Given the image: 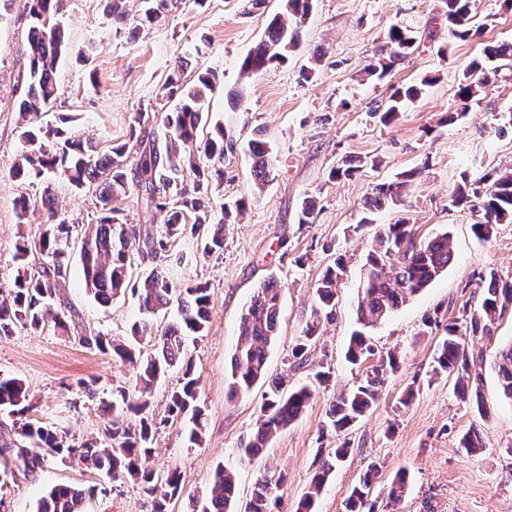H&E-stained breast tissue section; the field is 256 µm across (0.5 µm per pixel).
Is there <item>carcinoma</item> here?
Wrapping results in <instances>:
<instances>
[{"instance_id":"carcinoma-1","label":"carcinoma","mask_w":512,"mask_h":512,"mask_svg":"<svg viewBox=\"0 0 512 512\" xmlns=\"http://www.w3.org/2000/svg\"><path fill=\"white\" fill-rule=\"evenodd\" d=\"M169 0H143L144 20L158 18ZM473 0H444L445 17L451 34L467 40L478 34L472 25ZM62 0H30V23L27 34V68L18 73V83L25 92L18 103L22 121L20 136L29 143V150L21 155L16 174L39 177L47 171L61 169L77 189L87 184L96 185V198L101 206L99 222L90 224L81 237L80 262L87 290L102 305H109L124 295L129 285L132 264V242L143 240L145 252L157 259L169 251V239L186 227L187 214L194 216L193 227L209 225L207 249H224V225L210 223L209 205L200 196V188L189 194L179 187L173 159L180 149H188L185 162L188 170L200 179L204 176L201 159L222 160L234 153L235 142L225 138L220 125H210L207 107L208 95L215 87L216 77L208 72L197 76L193 83L181 79L182 64L176 63L167 79L169 96L178 97L173 113L164 120V138L145 140L143 126L150 122V113L139 109L135 113L129 142L116 146L108 153L98 152L90 143L61 129L36 124L40 113L51 107L60 95L55 80L57 61L67 48L64 32L55 22ZM312 0H284V11L270 17L265 39L243 59L240 65L245 76L267 73L275 65L283 64L301 43L302 27L311 10ZM414 31L403 23L392 24L379 57L365 68L370 78L385 77L397 63L413 51ZM512 62V43H489L482 56L473 60L459 84L454 108L448 110V121L466 115L471 105L483 100L488 87L497 80L500 62ZM431 81L397 87L388 97L381 119L390 121L407 103L420 98ZM255 180L269 181L273 170L270 147L261 141L248 146ZM138 155L133 176H128L124 159ZM411 173L377 185L365 201L364 216L359 224L374 223V212L404 204L408 195ZM135 183L142 206L149 210H168L167 234L154 238L149 232L126 224L116 216L112 199L127 193ZM455 207H467L480 214L473 231L480 240L490 239L494 226L512 224V168H504L486 179L465 182L451 198ZM45 214L42 231L33 241L16 245L14 261L19 264L14 288L0 292V338L10 336L15 328L30 326L43 328L48 324L67 328L68 310L60 303V291L66 282L68 261L65 247L73 236L74 225L56 210L54 192L46 186L40 199ZM453 261L448 234L443 233L419 244L414 242L410 225L399 219L393 224L378 225L374 245L366 258L367 272L357 319L360 325L372 327L388 318L408 299L427 287ZM345 271L341 258L328 266L315 286L317 307L306 323L302 335L291 349L292 363L302 367L308 360V350L320 324V313L335 306L336 293ZM480 306L463 316V324H448V336L442 341L434 359V374H453L462 393L475 397L478 413L487 415L485 398L478 378L472 377V361L461 337L469 335L491 338L496 315L512 307V280L502 279L494 272L482 278ZM139 295L143 317L132 324L129 336L120 339L99 333H85L79 342L137 368L134 389L118 387L112 390V402L102 403L105 419V438L99 441L78 440L71 429L63 425H44L25 418L29 412L28 391L22 379L0 377V485L17 469L34 473L45 455L62 461L77 458L95 470L105 472L112 480L132 478L152 497L153 512H166V505L185 494L178 470L173 469L163 478L141 466L143 457L152 453L156 420L150 413L149 392L165 371L182 364L183 377L179 387L169 394L168 414L188 416L194 427L189 443L196 446L203 428V409L200 404L199 380L192 362L183 355V336L186 332L203 335L209 322V295L206 288H181L158 267L143 276L135 288ZM281 284L274 278L265 281L254 293L240 316L234 359L231 364L229 394L233 397L250 390L266 375L268 348L274 342L280 319ZM177 305L179 319L160 329L154 317ZM376 355L375 347L360 331L354 332L347 346L346 359L360 366ZM396 367L390 354L379 357L376 364L366 367L350 389L342 393L330 409L322 430L342 432L360 421L376 403L379 388L387 373ZM498 392L512 400V342L499 353L497 365ZM282 383L274 381L265 394L261 414L248 442L240 449V459L260 456L271 439L288 428L305 411L315 392L310 384L296 387L288 393L281 391ZM138 401H132V392ZM349 449L332 448L319 452L317 466L309 491L301 498L296 512H313L315 498L326 485L336 465L348 455ZM377 476L370 468L360 478L346 502V512H365L368 496ZM285 477L263 475L254 484L251 498L244 512H275L279 496L277 490ZM407 474L399 472L387 494L388 512H397L407 489ZM91 490L59 485L51 488L39 501L36 512H85ZM235 478L233 472L219 466L203 501L196 502L194 512H236L234 505Z\"/></svg>"}]
</instances>
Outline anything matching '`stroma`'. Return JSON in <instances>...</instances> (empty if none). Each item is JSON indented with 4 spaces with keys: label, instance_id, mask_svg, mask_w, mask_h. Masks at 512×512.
<instances>
[{
    "label": "stroma",
    "instance_id": "35a3bbf8",
    "mask_svg": "<svg viewBox=\"0 0 512 512\" xmlns=\"http://www.w3.org/2000/svg\"><path fill=\"white\" fill-rule=\"evenodd\" d=\"M28 0H0V290L14 286L15 245L39 233V210L20 213V198L40 199L52 187L58 211L69 223H97L94 188L74 189L61 172L41 177L15 175L27 145L19 135L15 103L21 93L16 75L25 69L29 25ZM128 19L112 17L106 0H65L60 20L67 51L57 69L60 96L40 125L59 127L89 140L99 151L124 143L138 109L157 115L151 133H164L162 117L177 101L167 98L164 83L176 62L185 80L211 71L218 82L211 94L213 122L237 143L238 152L208 162L203 187L215 220L224 221V249L207 253L205 234L184 231L172 240L167 258H140L130 270L131 283L159 266L170 279L206 286L210 321L203 337H186L185 353L199 379L204 410L201 445H189L184 419L169 416L167 394L179 383L170 370L152 389L150 409L156 418L151 456L144 462L157 476L178 469L187 498L171 502L167 512H191L189 495H203L216 466L234 471L237 501L246 503L258 478L283 473L280 512H295L308 491L318 449L347 444L349 457L337 465L317 498L314 512H345V503L369 464L380 466L368 497L374 512H384L387 492L397 472L409 475L400 512H512V401L496 388L501 347L512 342V307L496 320L491 338L466 341L483 377L482 393L490 407L480 416L462 399L451 376L432 373L434 357L449 323L461 321L477 307L481 278L497 272L512 276V224L496 225L490 240L473 231L477 213L452 206L462 177L478 180L512 166V67H503L480 104L456 120L448 111L468 64L488 42L512 43V8L505 0H474L477 37H452L442 0H313L299 48L265 74L243 77L240 64L264 37L267 18L281 0H266L259 10L243 13L241 0H173L158 19L133 26L141 0H124ZM414 27L417 48L383 80L363 79L387 30L396 21ZM424 78L433 84L391 123L376 118L392 87ZM240 101H233V94ZM266 141L274 171L266 185L252 179L246 150L251 140ZM345 157L364 165L351 177L330 178ZM411 171L415 177L404 206L376 212L379 224L407 219L416 241L450 235L454 260L448 270L404 303L368 335L378 354L394 353L398 366L389 372L377 403L355 426L322 432L326 415L359 370L345 359L349 337L357 327L356 307L373 241L359 229L364 200L376 185ZM316 202L315 221L299 223L304 198ZM245 200L242 211L225 214V204ZM121 217L150 234L164 235L166 215L141 205L136 190L114 202ZM80 239L72 237L65 286L60 294L77 315V328L20 327L0 338V375L21 378L29 389L28 417L71 428L80 438L102 439L99 403L111 400L118 386L132 384L130 364L84 347L78 330L123 337L140 319L137 295L127 292L111 305H99L84 286ZM343 257L345 273L331 318L323 320L304 367L293 366L290 351L316 305L314 288L327 266ZM283 286L278 335L267 359L268 380L285 387L309 382L329 368L303 416L277 434L262 456L240 462L238 450L255 427L267 387L228 393V372L242 312L268 277ZM88 382L95 399L82 397L78 384ZM409 403H402L405 392ZM478 430L481 450L468 452L463 438ZM73 484L93 489L87 512H152L142 485L132 479L109 480L76 460L46 457L34 475H16L0 489L7 512H36L47 489Z\"/></svg>",
    "mask_w": 512,
    "mask_h": 512
}]
</instances>
